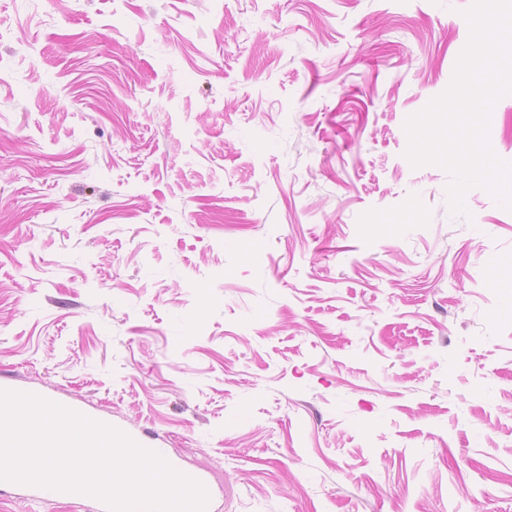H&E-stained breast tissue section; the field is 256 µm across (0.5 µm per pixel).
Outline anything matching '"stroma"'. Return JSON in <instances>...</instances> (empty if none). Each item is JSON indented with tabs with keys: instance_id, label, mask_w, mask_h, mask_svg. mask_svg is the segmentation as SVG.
Masks as SVG:
<instances>
[{
	"instance_id": "obj_1",
	"label": "stroma",
	"mask_w": 512,
	"mask_h": 512,
	"mask_svg": "<svg viewBox=\"0 0 512 512\" xmlns=\"http://www.w3.org/2000/svg\"><path fill=\"white\" fill-rule=\"evenodd\" d=\"M472 4L0 0V391L209 512H512V210L407 156Z\"/></svg>"
}]
</instances>
